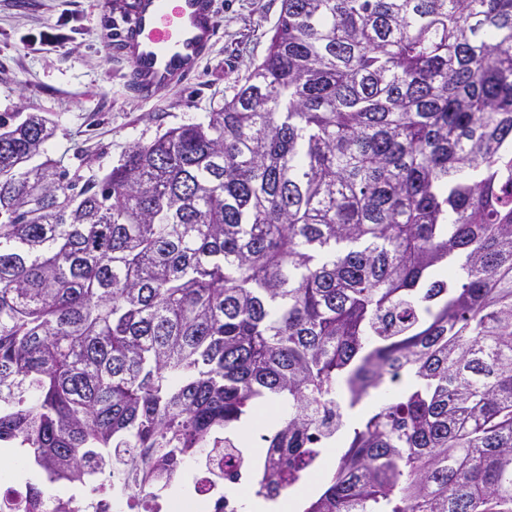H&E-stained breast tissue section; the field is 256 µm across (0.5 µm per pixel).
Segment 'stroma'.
<instances>
[{
	"instance_id": "obj_1",
	"label": "stroma",
	"mask_w": 512,
	"mask_h": 512,
	"mask_svg": "<svg viewBox=\"0 0 512 512\" xmlns=\"http://www.w3.org/2000/svg\"><path fill=\"white\" fill-rule=\"evenodd\" d=\"M113 0H0V114L40 112L57 126L44 157L97 173L135 142L223 107L265 56L281 0H215L211 54L180 87L139 99L110 28Z\"/></svg>"
}]
</instances>
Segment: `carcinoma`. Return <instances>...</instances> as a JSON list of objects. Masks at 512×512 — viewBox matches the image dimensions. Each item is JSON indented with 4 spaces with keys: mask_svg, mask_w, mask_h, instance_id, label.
Returning a JSON list of instances; mask_svg holds the SVG:
<instances>
[{
    "mask_svg": "<svg viewBox=\"0 0 512 512\" xmlns=\"http://www.w3.org/2000/svg\"><path fill=\"white\" fill-rule=\"evenodd\" d=\"M13 120L0 448L130 512L237 448L275 502L334 406L302 512H512V0H281L219 111L102 176ZM43 482L24 512H69Z\"/></svg>",
    "mask_w": 512,
    "mask_h": 512,
    "instance_id": "carcinoma-1",
    "label": "carcinoma"
}]
</instances>
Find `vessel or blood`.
Returning <instances> with one entry per match:
<instances>
[{
  "label": "vessel or blood",
  "instance_id": "1",
  "mask_svg": "<svg viewBox=\"0 0 512 512\" xmlns=\"http://www.w3.org/2000/svg\"><path fill=\"white\" fill-rule=\"evenodd\" d=\"M118 41L143 97L181 85L217 34L214 0H117Z\"/></svg>",
  "mask_w": 512,
  "mask_h": 512
}]
</instances>
